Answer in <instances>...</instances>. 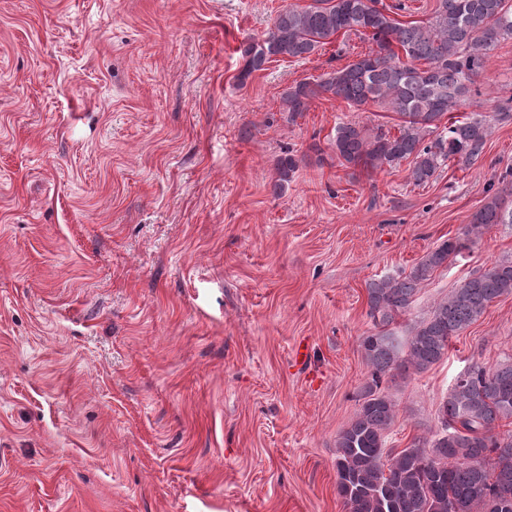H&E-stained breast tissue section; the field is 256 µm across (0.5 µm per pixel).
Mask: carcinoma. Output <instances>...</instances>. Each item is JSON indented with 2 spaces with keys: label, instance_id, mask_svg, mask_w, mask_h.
<instances>
[{
  "label": "carcinoma",
  "instance_id": "cac0c4a2",
  "mask_svg": "<svg viewBox=\"0 0 512 512\" xmlns=\"http://www.w3.org/2000/svg\"><path fill=\"white\" fill-rule=\"evenodd\" d=\"M369 35L376 48L316 82L288 89L291 116L324 94L353 106L378 104L399 115L398 134L368 136L353 123L336 126V155L344 163L378 169L413 159L410 178L428 182L456 159L476 161L487 137L485 117L456 120L448 136L425 142L437 121L460 105L484 71L488 53L512 38V7L506 0H438L425 24L403 23L387 13L381 0H312L288 7L273 19L264 38L241 48L240 80L264 69L275 56L305 58L340 32ZM297 167L291 155L277 161V187ZM473 227L512 224V209L499 197L485 204ZM462 244L446 239L403 277L387 276L367 285L374 326L389 325L407 309L421 282L448 261ZM512 294V260H500L465 280L439 303L415 334L402 342L378 333L362 347L372 367L371 381L354 419L337 439V491L348 512H512V435L500 438L495 423L512 418V363L493 372L477 362L456 378L439 416L430 446L416 440L384 465L387 431L394 404L380 391L384 375L414 368L421 372L448 352L449 339L472 324L502 295ZM495 454L492 469L487 454Z\"/></svg>",
  "mask_w": 512,
  "mask_h": 512
}]
</instances>
